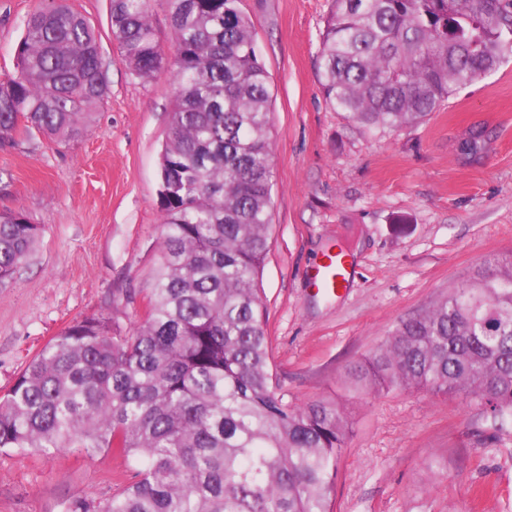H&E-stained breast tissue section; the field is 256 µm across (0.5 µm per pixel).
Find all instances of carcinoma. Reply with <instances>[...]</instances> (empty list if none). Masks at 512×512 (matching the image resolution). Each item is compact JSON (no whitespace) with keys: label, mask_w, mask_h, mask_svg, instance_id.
Wrapping results in <instances>:
<instances>
[{"label":"carcinoma","mask_w":512,"mask_h":512,"mask_svg":"<svg viewBox=\"0 0 512 512\" xmlns=\"http://www.w3.org/2000/svg\"><path fill=\"white\" fill-rule=\"evenodd\" d=\"M166 51L148 0H111L112 39L143 80L173 67L160 156L161 257L144 320L123 336L85 318L0 396V450L119 448L135 481L67 512H333L347 421L336 403L290 404L271 372L258 288L270 250L271 95L239 0H165ZM99 32L66 0L30 14L15 71L0 76V142L66 144L107 97ZM512 58V0H332L321 34L326 101L375 132L424 122L458 88ZM474 126L458 153L475 160ZM38 228L0 212V283ZM401 322L350 372L374 390L458 395L512 415V259ZM150 20L155 33L165 47L166 50H171L172 43V30L170 26V19L165 6L161 0H150Z\"/></svg>","instance_id":"1"}]
</instances>
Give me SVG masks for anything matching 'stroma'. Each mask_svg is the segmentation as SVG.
<instances>
[{
    "label": "stroma",
    "instance_id": "stroma-1",
    "mask_svg": "<svg viewBox=\"0 0 512 512\" xmlns=\"http://www.w3.org/2000/svg\"><path fill=\"white\" fill-rule=\"evenodd\" d=\"M43 0H0V74L13 72L26 20ZM100 32L105 101L55 145L16 130L0 145V210L39 228L0 284V395L74 321H142L158 260L160 154L175 84L123 62L110 0H69ZM269 76L273 143L271 250L260 277L278 392L327 398L348 414L334 512H512V416L453 396L371 394L349 371L401 321L480 269L512 256V60L456 91L422 124L379 135L326 103L318 56L330 0H241ZM492 132L478 162L458 144ZM353 255L348 287L326 297L305 269L328 250ZM135 471L118 449L0 451V512H65Z\"/></svg>",
    "mask_w": 512,
    "mask_h": 512
}]
</instances>
